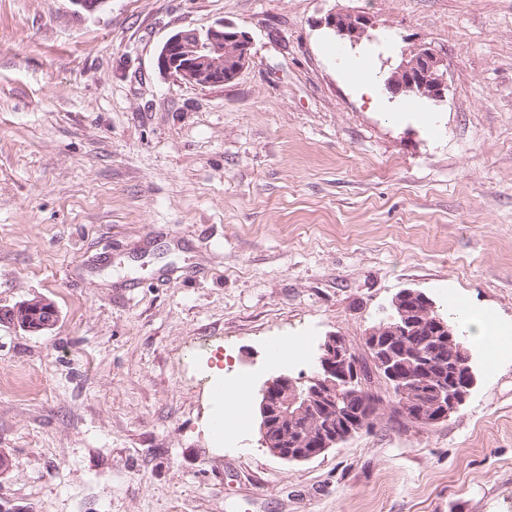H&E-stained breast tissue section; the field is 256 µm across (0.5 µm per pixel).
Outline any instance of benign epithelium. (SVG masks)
Instances as JSON below:
<instances>
[{"instance_id": "7a95c632", "label": "benign epithelium", "mask_w": 512, "mask_h": 512, "mask_svg": "<svg viewBox=\"0 0 512 512\" xmlns=\"http://www.w3.org/2000/svg\"><path fill=\"white\" fill-rule=\"evenodd\" d=\"M75 14H93L105 8L109 0H69ZM320 25L342 43L357 44L372 26L365 14L343 10L329 12ZM251 59L248 32L219 22L204 33L184 30L173 34L157 56L159 70L178 81L193 86L224 85L233 81ZM443 61L430 49L419 48L406 55L392 68L384 81L385 91L396 97L417 95L436 103L446 100L447 73L441 71ZM392 315L366 333L367 350L376 369L401 396H413L415 389L426 388L435 403L434 421L442 422L457 412L477 385L472 369L462 381L447 383L432 373L437 360L431 354H418L406 349L403 341L415 329L429 323L433 336L456 345L455 333L436 315L434 301L424 292L405 288L390 303ZM12 323L30 332L51 328L57 321L55 305L43 298L26 301L10 313ZM318 368L307 382L300 383L279 375L265 382L259 400L261 445L275 457L289 462L310 461L327 450L346 442L368 419L344 420L345 406L355 397H363L367 385L360 381L361 358L347 339L333 333L319 348ZM316 408V431L288 445L284 427L305 417Z\"/></svg>"}]
</instances>
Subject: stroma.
I'll list each match as a JSON object with an SVG mask.
<instances>
[{
    "instance_id": "obj_1",
    "label": "stroma",
    "mask_w": 512,
    "mask_h": 512,
    "mask_svg": "<svg viewBox=\"0 0 512 512\" xmlns=\"http://www.w3.org/2000/svg\"><path fill=\"white\" fill-rule=\"evenodd\" d=\"M372 28L338 45L331 10ZM235 24L252 59L194 87L157 67L183 30ZM448 97L377 100L403 54ZM405 288L490 317L506 347L448 420L395 412L289 463L258 393L357 352ZM0 512H512V0H0ZM309 340L269 365V341ZM254 370L232 447L201 370ZM55 305L43 298L26 301L11 310L12 323L18 324L30 332L50 329L57 321Z\"/></svg>"
}]
</instances>
